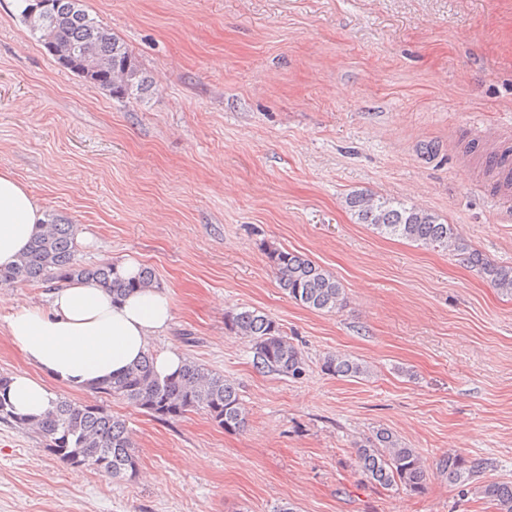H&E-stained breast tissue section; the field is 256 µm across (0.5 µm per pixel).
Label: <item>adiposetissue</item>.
Here are the masks:
<instances>
[{"instance_id": "adipose-tissue-1", "label": "adipose tissue", "mask_w": 512, "mask_h": 512, "mask_svg": "<svg viewBox=\"0 0 512 512\" xmlns=\"http://www.w3.org/2000/svg\"><path fill=\"white\" fill-rule=\"evenodd\" d=\"M46 221L29 189L0 171V269L17 263ZM173 319L174 306L164 287L115 299L94 284L71 280L53 288L46 306L12 308L7 334L47 376L85 390L140 361L151 339L164 334ZM54 399L43 381L26 373L12 375L9 400L16 412L43 415Z\"/></svg>"}]
</instances>
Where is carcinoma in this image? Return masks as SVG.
Instances as JSON below:
<instances>
[{
	"mask_svg": "<svg viewBox=\"0 0 512 512\" xmlns=\"http://www.w3.org/2000/svg\"><path fill=\"white\" fill-rule=\"evenodd\" d=\"M50 16L32 15L24 8L30 31L63 67L116 98L141 96L152 81L139 68L128 47L110 29L90 18L80 0H56ZM346 204L357 223L372 226L383 236L444 248L463 256L501 291L512 295V267L494 264L469 248L455 225L440 222L434 213L364 191H354ZM75 225L50 218L32 241L19 263L0 269V284L17 281L47 282L68 279L91 281L112 296L156 284L150 267L139 268L133 278L120 276L113 263L83 266L76 258ZM269 259L277 270L280 287L302 306L333 313L345 305L344 288L328 271L292 252L273 249ZM233 332L251 344L253 365L262 373L302 378L305 360L301 351L284 336L278 324L256 309L242 308L224 315ZM325 370L341 377L361 378L369 367L350 356L327 357ZM9 378L0 375V421L38 432L44 447L63 463L87 466L114 479L130 480L138 473V456L126 423L104 407L57 399L52 408L34 420L17 413L8 399ZM93 391L121 399L164 420L192 411H205L221 428L236 431L247 422V412L233 382L192 361L176 375L161 378L153 369L149 353L126 373L106 380ZM363 475L387 489L420 493L425 488V469L420 453L408 448L387 429L365 438L356 449ZM485 462L450 452L444 460L448 480L467 493L495 506L496 512H512V482L482 481Z\"/></svg>",
	"mask_w": 512,
	"mask_h": 512,
	"instance_id": "1",
	"label": "carcinoma"
}]
</instances>
